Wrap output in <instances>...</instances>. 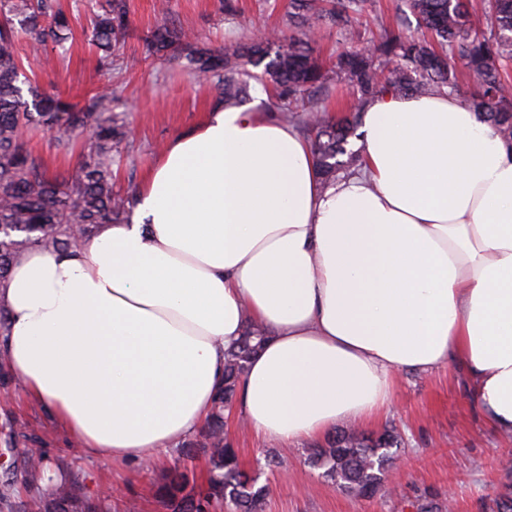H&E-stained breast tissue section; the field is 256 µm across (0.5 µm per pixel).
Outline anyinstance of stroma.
<instances>
[{
  "label": "stroma",
  "mask_w": 512,
  "mask_h": 512,
  "mask_svg": "<svg viewBox=\"0 0 512 512\" xmlns=\"http://www.w3.org/2000/svg\"><path fill=\"white\" fill-rule=\"evenodd\" d=\"M167 2L170 20L205 46L221 50L264 36L281 27L288 0H277L266 10L261 0H234L237 14L227 18L224 0H126L129 25L120 50V73L109 78L99 71L85 30L92 11L105 0H57L73 14V36L66 59L36 69L35 80L45 90H58L72 101L102 84H111L127 125L131 160L122 162L116 190H138L145 172L168 140L200 122L219 93L199 80L183 64L142 54V42L153 29L160 2ZM34 429L38 445L53 459H65L67 479L79 495L100 497L112 488V512H163L155 492L166 469L185 463L205 475L204 455L183 456L170 450L163 461L143 469L109 465L85 454L48 413L27 400L13 386L0 384V433L10 425ZM395 428L402 441L392 479L395 491L379 490L372 498L358 499L331 487L321 469L306 461L305 444L278 451L263 443L238 419L227 421L225 434L242 463L259 476L268 494L264 512H411L417 502L435 504L436 512H486L489 498L512 484V436L493 431L475 408L466 371L456 361L427 373L405 371L397 378L392 405L373 423L357 426L365 435ZM282 453L278 467L267 468L266 457Z\"/></svg>",
  "instance_id": "1"
}]
</instances>
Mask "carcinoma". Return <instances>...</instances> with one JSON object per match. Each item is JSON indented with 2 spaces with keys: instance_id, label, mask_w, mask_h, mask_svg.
<instances>
[{
  "instance_id": "obj_1",
  "label": "carcinoma",
  "mask_w": 512,
  "mask_h": 512,
  "mask_svg": "<svg viewBox=\"0 0 512 512\" xmlns=\"http://www.w3.org/2000/svg\"><path fill=\"white\" fill-rule=\"evenodd\" d=\"M421 35H408L396 15L388 22L371 20L380 40L368 49H346L326 69L313 56L309 32L334 26L344 35L355 32L365 0H288L286 28L261 40L241 42L222 53L200 48L165 17L143 42L144 54L183 62L196 76L211 82L227 109L248 97L247 75L273 93L281 120L294 122L306 112L303 129L326 183L362 164L347 149L356 135L364 107L375 97L453 94L459 61L477 85L472 104L512 145V0H479L486 29L473 26L472 0H408ZM128 28L125 0H106L91 22L89 41L98 67L112 73ZM71 34L69 15L56 0H0V288L11 267L32 247L74 250L101 224H121L133 208L131 193L113 190V167L129 157L127 126L115 109L118 98L97 90L84 104L70 102L59 91L46 93L31 82L18 55L20 40L33 53H49ZM346 83L349 107L327 103L335 85ZM47 128L56 146L68 152L86 130L92 145L74 171L50 172L23 139L26 128ZM267 330L250 321L237 345L226 353L224 386L201 433L198 447L209 455V476L198 487L186 466L171 468L158 488L165 512H264L267 488L243 469L235 448L224 441L225 412L233 406L250 360L261 348ZM37 436L22 430L11 434V447L1 455L8 465L0 474V502L9 501L15 485V463L29 478L44 476L47 464L34 462L25 445ZM399 436L385 431L376 438L339 432L309 449V463L337 489L355 497H371L385 484L393 467ZM108 498L81 499L64 483L20 505V512H106Z\"/></svg>"
}]
</instances>
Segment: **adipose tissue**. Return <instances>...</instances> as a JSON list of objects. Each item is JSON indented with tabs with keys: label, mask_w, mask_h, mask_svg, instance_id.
<instances>
[{
	"label": "adipose tissue",
	"mask_w": 512,
	"mask_h": 512,
	"mask_svg": "<svg viewBox=\"0 0 512 512\" xmlns=\"http://www.w3.org/2000/svg\"><path fill=\"white\" fill-rule=\"evenodd\" d=\"M361 168L214 104L170 139L133 217L13 266L0 359L91 456L159 463L208 419L246 321L269 339L238 393L278 445L388 408L400 372L460 360L512 436V146L454 94L382 95Z\"/></svg>",
	"instance_id": "ef3b65f1"
}]
</instances>
